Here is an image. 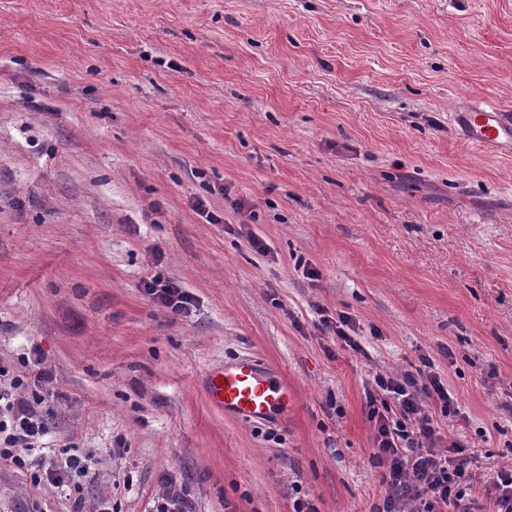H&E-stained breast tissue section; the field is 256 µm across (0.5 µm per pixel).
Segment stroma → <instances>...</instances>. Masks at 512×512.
Returning a JSON list of instances; mask_svg holds the SVG:
<instances>
[{"label":"stroma","instance_id":"obj_1","mask_svg":"<svg viewBox=\"0 0 512 512\" xmlns=\"http://www.w3.org/2000/svg\"><path fill=\"white\" fill-rule=\"evenodd\" d=\"M474 100L512 109V0H0V362L42 348L49 445L93 461L0 466V512H376L365 389L425 357L448 442L512 464V155L452 129ZM245 354L296 392L265 425L205 395ZM142 290L148 299L174 316L186 317L194 308L193 297L173 279L159 275L147 278ZM155 512H195L191 500L182 488L175 485L170 488L158 500Z\"/></svg>","mask_w":512,"mask_h":512}]
</instances>
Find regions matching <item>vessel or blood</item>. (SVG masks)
<instances>
[{
    "label": "vessel or blood",
    "mask_w": 512,
    "mask_h": 512,
    "mask_svg": "<svg viewBox=\"0 0 512 512\" xmlns=\"http://www.w3.org/2000/svg\"><path fill=\"white\" fill-rule=\"evenodd\" d=\"M450 121L467 143L482 151L512 145V113L498 104L478 101L452 112ZM212 406L225 415L249 422H261L287 411L296 394L287 381L262 367L259 358L241 357L210 370L205 385Z\"/></svg>",
    "instance_id": "b4317fda"
}]
</instances>
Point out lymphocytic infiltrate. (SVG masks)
<instances>
[{"mask_svg":"<svg viewBox=\"0 0 512 512\" xmlns=\"http://www.w3.org/2000/svg\"><path fill=\"white\" fill-rule=\"evenodd\" d=\"M143 293L175 316H188L194 307L188 292L158 275L144 280ZM22 362L21 374L0 365V462L31 469L37 485H75L90 471L91 460L80 453L44 454L53 376L39 347H30ZM365 398L375 429L374 457L387 490L381 512H400L404 501L418 502L419 512H448L449 503L478 491L480 479L469 459L443 443L440 423L456 408L440 378L426 371L401 379L379 374Z\"/></svg>","mask_w":512,"mask_h":512,"instance_id":"lymphocytic-infiltrate-1","label":"lymphocytic infiltrate"}]
</instances>
